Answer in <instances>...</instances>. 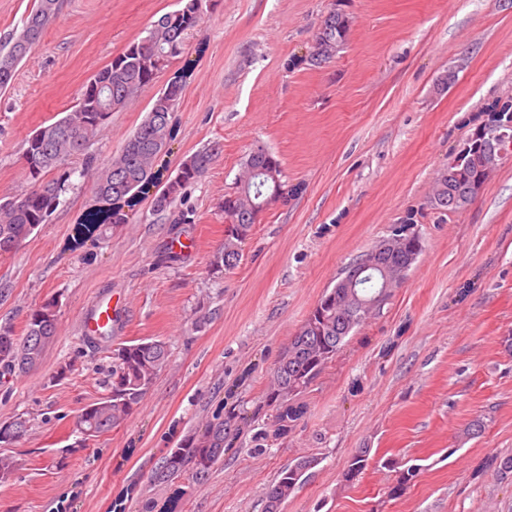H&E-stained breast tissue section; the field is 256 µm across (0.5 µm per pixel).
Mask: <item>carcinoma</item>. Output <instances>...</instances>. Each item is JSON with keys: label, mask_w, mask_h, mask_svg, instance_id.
Segmentation results:
<instances>
[{"label": "carcinoma", "mask_w": 512, "mask_h": 512, "mask_svg": "<svg viewBox=\"0 0 512 512\" xmlns=\"http://www.w3.org/2000/svg\"><path fill=\"white\" fill-rule=\"evenodd\" d=\"M180 9L168 12L151 24L147 35L129 44L93 76L103 83L107 98L80 89L73 110L57 120L41 125L51 156L45 157L41 146L32 138L25 141L24 172L31 184L26 198L17 203L0 201V254L9 253L48 221L69 187L74 159H82L84 173H93L94 204L83 214L75 228L74 245L82 246L103 233L108 224L122 222L120 207L135 206L139 193L156 177L155 166L161 155L159 142L173 137L172 121H164L173 112L182 93L172 100L156 96L144 119L129 136L120 151L101 168L87 149L105 130L112 112L126 107L149 85L160 66L181 53L189 32L201 22L193 8V0H181ZM61 0H37L23 30L0 39V90L6 89L15 76L17 66L28 55L35 40L57 17ZM349 31V18L333 11L321 23L316 35L311 61L322 64L336 56ZM494 141L484 140L472 153L465 167L452 163L439 172L432 188V206L439 214L455 212L473 199L471 184L486 179L492 166L490 154ZM217 153L216 146H204L186 156L178 167V175L165 183L152 200L156 212H167L177 204L181 208L172 218L174 224L194 222V210L188 206L187 189L196 184L210 169ZM272 171L282 175L281 164L262 147L252 150L243 162L236 190L224 197V244L210 267L214 272L231 270L241 260V243L257 224L260 214L276 200L285 201L288 193L282 183L267 176ZM370 314H354L348 322L346 310L336 304V293L324 291L308 318L296 330L281 352L271 373L264 405L275 410L273 422L286 426L294 413L290 402L304 393L323 368L333 359L354 328L362 325ZM57 297L45 299L29 315L25 334L18 336L7 324L0 326V377L22 374L38 367L45 352L57 336ZM169 345L164 340L140 339L118 344L112 349V370L108 391L99 401L85 407L76 417L75 428L89 440L120 426L142 402L157 377L167 368ZM235 410L220 404L205 424L194 429L179 445L166 451L162 461L148 477L154 487L166 486L185 474L195 481L203 480L224 459L229 437L237 431ZM27 421L22 418L0 422V447L8 445L6 437L24 435ZM305 473L288 466L265 493V512H282L283 504L304 482Z\"/></svg>", "instance_id": "cac0c4a2"}]
</instances>
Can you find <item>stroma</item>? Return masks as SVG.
Returning <instances> with one entry per match:
<instances>
[{
  "label": "stroma",
  "mask_w": 512,
  "mask_h": 512,
  "mask_svg": "<svg viewBox=\"0 0 512 512\" xmlns=\"http://www.w3.org/2000/svg\"><path fill=\"white\" fill-rule=\"evenodd\" d=\"M179 7L63 0L0 91V197L30 187V132L70 111L97 70ZM332 10L349 17L348 40L315 67L308 55ZM181 71L176 137L159 169L173 174L186 155L220 146L188 191L193 223L153 212L156 184L125 223L71 249L93 202L91 178L75 173L48 222L0 255V325L20 332L47 297L60 306L41 365L0 379V421H29L7 449L18 467L0 482V512H264L268 486L301 456L318 464L283 512H512V473L494 463L512 455V160L465 208L441 216L430 206L437 173L488 107L512 97V0H204L182 53L90 145L97 165ZM257 145L279 159L288 198L260 215L238 266L217 275L221 205ZM410 214L423 250L407 278L275 434L262 394L280 352L337 277ZM175 235L192 247L170 263ZM106 297L120 306L112 340L87 343L80 319ZM205 311L211 320L196 325ZM143 338L168 342L166 370L124 424L80 441L75 418L106 394L113 345ZM220 401L247 414L223 462L205 481L151 487L166 450ZM361 448L373 461L347 483ZM387 458L418 468L397 496Z\"/></svg>",
  "instance_id": "stroma-1"
}]
</instances>
